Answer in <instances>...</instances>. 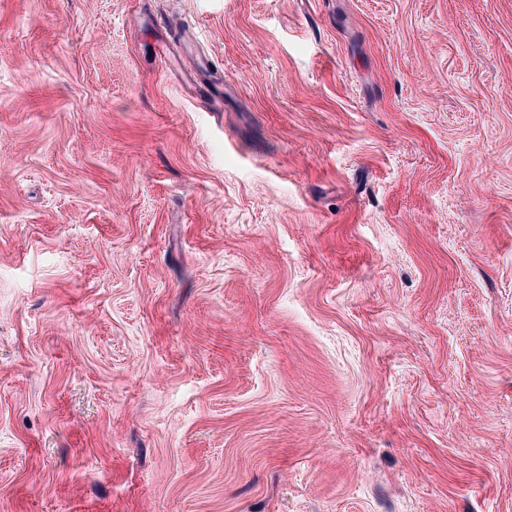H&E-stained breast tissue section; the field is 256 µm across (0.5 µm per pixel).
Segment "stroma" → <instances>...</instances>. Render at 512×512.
I'll list each match as a JSON object with an SVG mask.
<instances>
[{
    "mask_svg": "<svg viewBox=\"0 0 512 512\" xmlns=\"http://www.w3.org/2000/svg\"><path fill=\"white\" fill-rule=\"evenodd\" d=\"M0 512H512V0H0Z\"/></svg>",
    "mask_w": 512,
    "mask_h": 512,
    "instance_id": "35a3bbf8",
    "label": "stroma"
}]
</instances>
